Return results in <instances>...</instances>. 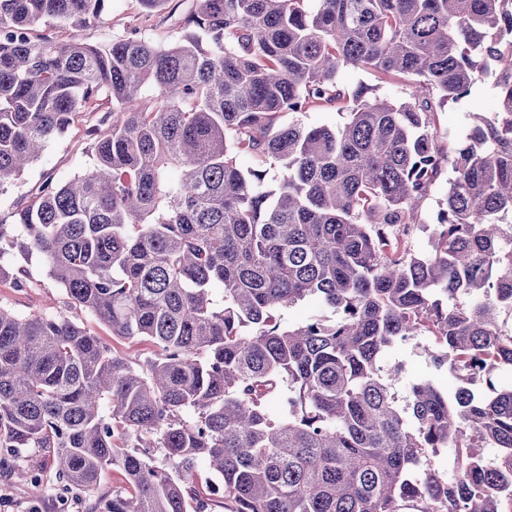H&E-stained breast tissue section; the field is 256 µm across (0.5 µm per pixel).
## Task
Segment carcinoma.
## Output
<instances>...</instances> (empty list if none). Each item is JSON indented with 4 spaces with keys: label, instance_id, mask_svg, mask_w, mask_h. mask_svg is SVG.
Segmentation results:
<instances>
[{
    "label": "carcinoma",
    "instance_id": "1",
    "mask_svg": "<svg viewBox=\"0 0 512 512\" xmlns=\"http://www.w3.org/2000/svg\"><path fill=\"white\" fill-rule=\"evenodd\" d=\"M105 2L0 0V193L112 99L91 167L0 224V282L24 287L6 258L35 257L68 300L0 305L3 459L44 449L61 494L119 468L127 488L91 512H213L217 497L227 512H512V385L449 396L422 378L401 401L402 365L384 363L425 333L438 368L512 369V0H197L165 45L33 36L88 27ZM345 68L406 96L350 92ZM487 78L498 112L444 149L433 113ZM344 108L339 128L281 122ZM305 300L334 319L283 324ZM78 310L150 351H117ZM442 448L451 480L431 463ZM15 473L42 492L33 466ZM340 82L347 88L352 89L358 83L375 86L377 94L381 97L398 100L405 97L404 86L401 82L392 79H382L376 74L346 69L338 76Z\"/></svg>",
    "mask_w": 512,
    "mask_h": 512
}]
</instances>
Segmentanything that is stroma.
Masks as SVG:
<instances>
[{
  "label": "stroma",
  "mask_w": 512,
  "mask_h": 512,
  "mask_svg": "<svg viewBox=\"0 0 512 512\" xmlns=\"http://www.w3.org/2000/svg\"><path fill=\"white\" fill-rule=\"evenodd\" d=\"M194 5L195 0H167L162 9L148 11L140 0H109L98 23L80 30L59 24L38 28L37 33L60 41L77 37L91 44H106L134 31L143 39L166 43L177 37L185 16ZM496 97L497 91L492 82L485 81L475 85L468 97L449 103L434 113L442 144L452 146L464 138L470 130L474 113L492 115ZM96 119L93 113L79 114L68 132L51 142L24 175L15 180L6 192L0 193V222L12 223L17 207L33 199L43 180L49 178L60 183L88 169L91 158L87 131ZM29 270L31 287L18 289L0 283V305L24 315L53 313L62 309L65 296L61 288L47 277L42 264L31 261ZM428 342V337L420 336L396 344L387 351V362H398L403 366L395 385L399 396H406L410 383L420 378L433 380L445 392L455 391L458 387L459 381L453 373L433 365L426 352ZM27 460L44 466L46 493L34 495L30 486L16 479L8 465H1L0 512H88L90 497L73 493L60 497L52 492L55 475L52 469L46 468V458L41 449H28Z\"/></svg>",
  "instance_id": "35a3bbf8"
}]
</instances>
